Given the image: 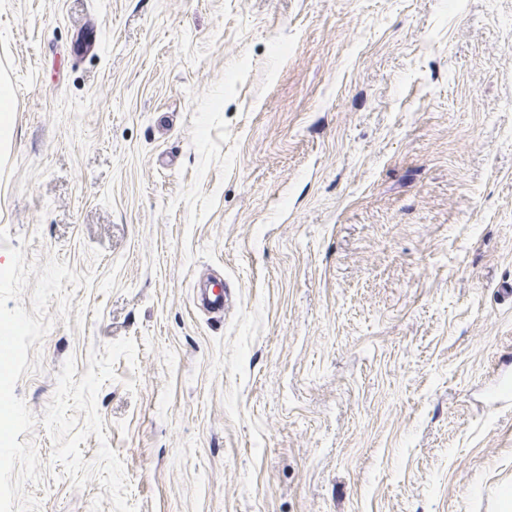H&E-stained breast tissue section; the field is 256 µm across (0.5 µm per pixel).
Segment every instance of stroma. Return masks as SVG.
Listing matches in <instances>:
<instances>
[{
    "label": "stroma",
    "mask_w": 512,
    "mask_h": 512,
    "mask_svg": "<svg viewBox=\"0 0 512 512\" xmlns=\"http://www.w3.org/2000/svg\"><path fill=\"white\" fill-rule=\"evenodd\" d=\"M1 75L0 268L94 276L41 512H512V0H0Z\"/></svg>",
    "instance_id": "35a3bbf8"
}]
</instances>
